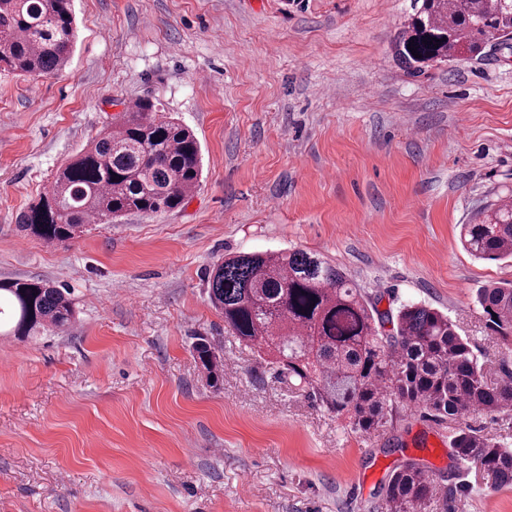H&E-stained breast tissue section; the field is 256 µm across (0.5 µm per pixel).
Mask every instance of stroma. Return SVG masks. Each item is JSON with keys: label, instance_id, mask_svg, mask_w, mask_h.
Instances as JSON below:
<instances>
[{"label": "stroma", "instance_id": "stroma-1", "mask_svg": "<svg viewBox=\"0 0 512 512\" xmlns=\"http://www.w3.org/2000/svg\"><path fill=\"white\" fill-rule=\"evenodd\" d=\"M412 0H73L77 41L50 76L0 71V280L65 289L76 321L0 335V512H382L413 459L457 490L426 512H512L450 441L512 439V411L456 423L400 408L356 432L224 334L206 274L230 253L320 254L380 310L425 303L488 379L512 368L474 291L512 263L458 243L512 197V51L412 72L394 44ZM203 154L177 209L49 245L17 218L58 166L139 98ZM223 347L211 382L196 337Z\"/></svg>", "mask_w": 512, "mask_h": 512}]
</instances>
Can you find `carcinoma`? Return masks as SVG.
Returning a JSON list of instances; mask_svg holds the SVG:
<instances>
[{"label": "carcinoma", "instance_id": "obj_1", "mask_svg": "<svg viewBox=\"0 0 512 512\" xmlns=\"http://www.w3.org/2000/svg\"><path fill=\"white\" fill-rule=\"evenodd\" d=\"M75 39L72 0H0V70L53 75L67 65ZM410 43L421 57L412 55ZM496 47H512V0H413L395 42L397 55L418 70ZM160 111L152 100L126 107L59 167L47 192L20 214L21 229L61 243L87 224L181 206L200 182L201 145L191 128ZM460 242L478 260L512 259V201L483 207L474 223L461 225ZM207 292L224 317V333L254 348L357 432L385 427L404 406L454 421L474 409L512 410V371L489 380L447 315L424 303L381 312L345 272L315 253L294 248L227 257L209 270ZM475 303L491 330L512 341V285H485ZM74 316L65 291L49 282L0 281V326L7 335L63 330ZM193 352L218 381L217 345L199 337ZM451 447L485 485H512V448L505 442L460 427ZM452 492L406 459L385 486L383 506L421 512Z\"/></svg>", "mask_w": 512, "mask_h": 512}]
</instances>
